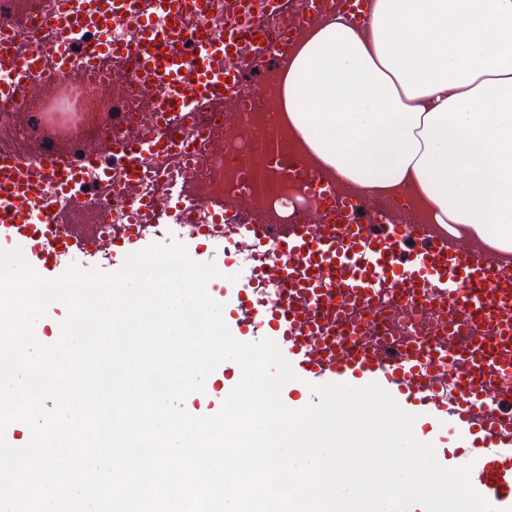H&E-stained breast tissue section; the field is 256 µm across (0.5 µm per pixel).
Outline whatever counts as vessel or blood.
<instances>
[{
  "label": "vessel or blood",
  "instance_id": "b4317fda",
  "mask_svg": "<svg viewBox=\"0 0 512 512\" xmlns=\"http://www.w3.org/2000/svg\"><path fill=\"white\" fill-rule=\"evenodd\" d=\"M286 6L237 0L227 21L224 0H39L33 45L1 16L0 111L11 130L0 134V248L25 243L30 267L55 279L71 255L112 273L173 235L193 260L228 275L209 294L232 335L272 339L291 364L288 408L318 403L320 384H378L415 415V436L442 466H469L472 487L512 512V245L456 224L358 223L356 197L337 196L324 175L307 187L314 209L291 224L252 214L255 173L232 204L190 180L200 154L222 148L224 129L182 137L172 128L236 91L244 38L258 57L288 59V38L267 32ZM128 56L137 60L132 83L154 100L145 131L128 134L103 113L104 138L82 140L75 127L29 141L35 100L67 76L98 91ZM256 144L287 171L310 164L282 158L269 136Z\"/></svg>",
  "mask_w": 512,
  "mask_h": 512
}]
</instances>
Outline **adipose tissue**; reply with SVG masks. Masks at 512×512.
I'll list each match as a JSON object with an SVG mask.
<instances>
[{"label": "adipose tissue", "mask_w": 512, "mask_h": 512, "mask_svg": "<svg viewBox=\"0 0 512 512\" xmlns=\"http://www.w3.org/2000/svg\"><path fill=\"white\" fill-rule=\"evenodd\" d=\"M276 75L303 153L345 191L512 242V0H367Z\"/></svg>", "instance_id": "1"}]
</instances>
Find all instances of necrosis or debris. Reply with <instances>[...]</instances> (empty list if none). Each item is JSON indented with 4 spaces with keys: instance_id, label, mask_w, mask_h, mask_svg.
I'll return each instance as SVG.
<instances>
[{
    "instance_id": "obj_1",
    "label": "necrosis or debris",
    "mask_w": 512,
    "mask_h": 512,
    "mask_svg": "<svg viewBox=\"0 0 512 512\" xmlns=\"http://www.w3.org/2000/svg\"><path fill=\"white\" fill-rule=\"evenodd\" d=\"M238 56L244 67L236 95L225 99L223 110L199 113L195 123L201 127L218 125L247 104L251 107L248 128L225 140L223 153L202 154L196 163L194 180L207 193L229 198L234 196L240 186L244 166H252L253 170L265 176V185L255 199L264 221L269 224H287L299 213L312 207L313 200L304 192L303 187L314 179L315 172L311 169L285 172L270 164L265 154L255 147L249 130L264 127L275 138L283 155L293 156L300 152L285 128L282 116L276 113L277 90L273 80L268 78L258 82L253 78L258 62L250 42L239 43ZM127 72L128 68L124 65L114 69L112 96L108 99L87 101L81 97L75 85H63L60 93L67 111L92 113L114 110L124 113L129 129H139L140 114L149 109L150 102L127 82Z\"/></svg>"
}]
</instances>
